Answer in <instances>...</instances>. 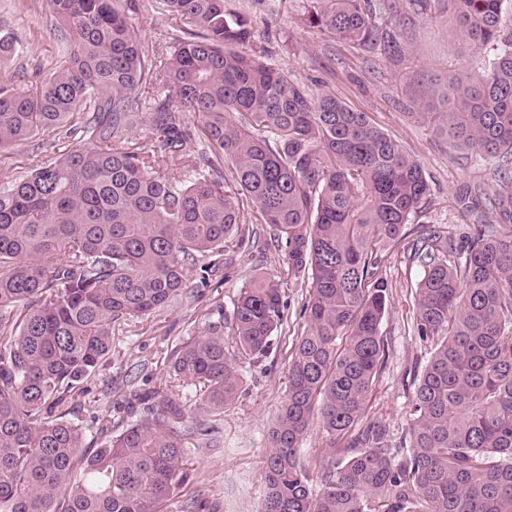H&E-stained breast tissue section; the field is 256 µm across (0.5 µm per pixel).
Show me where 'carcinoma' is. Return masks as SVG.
<instances>
[{"label":"carcinoma","mask_w":512,"mask_h":512,"mask_svg":"<svg viewBox=\"0 0 512 512\" xmlns=\"http://www.w3.org/2000/svg\"><path fill=\"white\" fill-rule=\"evenodd\" d=\"M134 0H45L64 45L48 80L0 83V150L61 127L80 134L53 164L35 161L0 185V512H157L185 481L183 438L199 412L238 398L246 361L283 322L279 285L255 276L224 315L171 359L198 404L148 396L146 416L102 426L85 445L69 419L81 385L112 354L114 325L166 306L185 271L217 273L242 240L239 196L307 274V328L288 361V393L269 434L259 512H512V234L469 224L420 247L416 330L434 351L414 382L396 448L381 425L359 428L382 367L387 282L373 247L397 238L429 185L420 164L367 115L312 97L262 61L224 0H158L180 28L162 69L126 10ZM309 17L344 39L382 36L365 0H327ZM459 37L497 45L491 67L438 94L457 148L512 164V23L504 0H448ZM24 53L0 27V63ZM154 96L157 145L127 132ZM203 118V150L184 161L185 118ZM230 160L231 180L224 177ZM497 180L476 194L512 223ZM326 441L322 487L300 449L312 425ZM349 437L343 457L333 442Z\"/></svg>","instance_id":"carcinoma-1"}]
</instances>
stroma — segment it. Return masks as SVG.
<instances>
[{
    "label": "stroma",
    "instance_id": "35a3bbf8",
    "mask_svg": "<svg viewBox=\"0 0 512 512\" xmlns=\"http://www.w3.org/2000/svg\"><path fill=\"white\" fill-rule=\"evenodd\" d=\"M224 6L247 19L252 43L264 47L267 65L288 72L312 94L328 93L366 113L375 127L419 162L429 182L430 195L405 225L401 240L378 249L379 274L389 287L388 312L380 327L385 361L372 384L363 420L381 422L390 443L398 444L409 421L412 382L431 350L415 328V288L424 269L414 251L425 238L456 236L474 223V214L459 201L466 187L494 178L502 193H512V166L501 167L495 156L452 147L438 122L422 119L419 113L455 74L487 69L496 47L469 48L456 33L448 0H371L376 26L393 38L392 43L374 46L345 41L309 25L307 17L318 9L317 0H225ZM0 16L10 22L25 48L22 61L0 67V78L15 79L21 88L33 79H48L60 46L43 0H0ZM128 17L145 42L168 46L171 24L155 0H136ZM76 142L75 136L58 129L7 149L0 153V180L22 174L32 154L52 162ZM243 212L244 241L225 253L218 274L205 279L199 270H188L176 300L115 327L112 354L85 382L84 402L71 416L85 431L87 444L95 446L101 416L108 413L124 422L141 415V394L156 391L192 401L193 388L169 372L171 354L218 313H231L240 288L251 277L263 275L279 284L288 307L270 349L246 365L238 399L223 413L201 414L209 434L190 439L184 451L189 479L159 512H183L190 500L202 502L204 512H258L264 496L269 431L288 391L289 356L306 328L299 310L310 281L289 274L283 249L271 229L259 223L252 206L244 205Z\"/></svg>",
    "mask_w": 512,
    "mask_h": 512
}]
</instances>
